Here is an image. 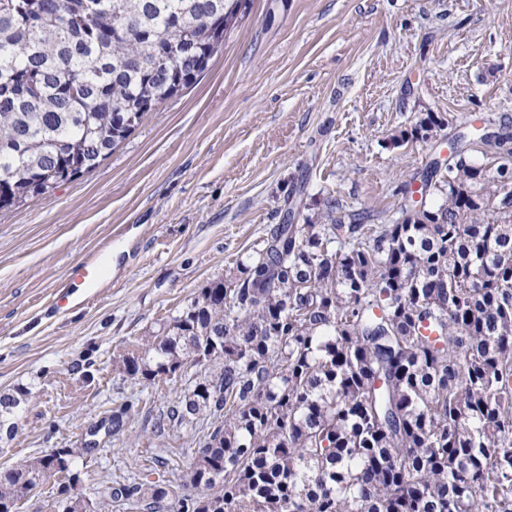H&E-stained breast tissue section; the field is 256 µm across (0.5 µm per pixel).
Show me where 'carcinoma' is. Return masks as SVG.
Wrapping results in <instances>:
<instances>
[{
	"instance_id": "cac0c4a2",
	"label": "carcinoma",
	"mask_w": 512,
	"mask_h": 512,
	"mask_svg": "<svg viewBox=\"0 0 512 512\" xmlns=\"http://www.w3.org/2000/svg\"><path fill=\"white\" fill-rule=\"evenodd\" d=\"M249 0H0V210L95 169L192 84ZM421 116L399 140L440 139ZM512 135L457 136L393 224L332 197L275 224L162 331L118 353L152 385L193 366L159 435H202L179 483L70 494L61 448L0 471V512L64 478L63 512H512ZM481 154L475 161L468 152ZM25 391L0 396V427ZM112 410V431L137 412Z\"/></svg>"
}]
</instances>
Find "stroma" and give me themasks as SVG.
<instances>
[{
    "label": "stroma",
    "instance_id": "35a3bbf8",
    "mask_svg": "<svg viewBox=\"0 0 512 512\" xmlns=\"http://www.w3.org/2000/svg\"><path fill=\"white\" fill-rule=\"evenodd\" d=\"M428 112L447 136L493 116L512 133V0H250L224 49L97 168L51 197L0 211V394L29 396L0 470L95 443L75 493L102 479L178 481L192 432L157 435L152 412L184 378L142 386L112 363L279 223L304 184L380 223L446 145L394 144ZM104 285L60 314L72 266ZM138 404L119 432L101 423Z\"/></svg>",
    "mask_w": 512,
    "mask_h": 512
}]
</instances>
